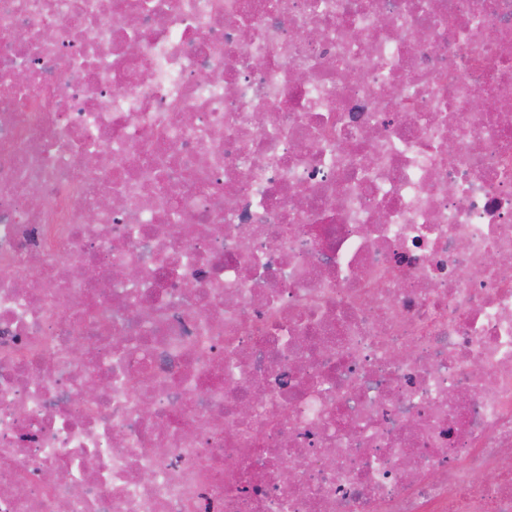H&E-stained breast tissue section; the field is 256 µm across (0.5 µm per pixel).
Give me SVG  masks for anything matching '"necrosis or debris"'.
<instances>
[{
    "instance_id": "1",
    "label": "necrosis or debris",
    "mask_w": 512,
    "mask_h": 512,
    "mask_svg": "<svg viewBox=\"0 0 512 512\" xmlns=\"http://www.w3.org/2000/svg\"><path fill=\"white\" fill-rule=\"evenodd\" d=\"M0 512H512V0H0Z\"/></svg>"
}]
</instances>
